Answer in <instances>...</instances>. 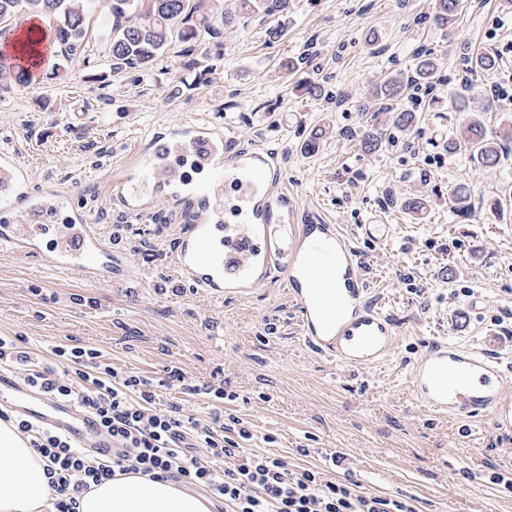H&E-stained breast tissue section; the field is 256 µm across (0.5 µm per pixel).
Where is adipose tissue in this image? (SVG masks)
<instances>
[{"instance_id": "1", "label": "adipose tissue", "mask_w": 512, "mask_h": 512, "mask_svg": "<svg viewBox=\"0 0 512 512\" xmlns=\"http://www.w3.org/2000/svg\"><path fill=\"white\" fill-rule=\"evenodd\" d=\"M53 491L29 438L0 420V512H48ZM207 498L169 480L119 475L91 485L79 512H211Z\"/></svg>"}]
</instances>
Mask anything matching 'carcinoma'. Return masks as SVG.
Returning a JSON list of instances; mask_svg holds the SVG:
<instances>
[{"mask_svg":"<svg viewBox=\"0 0 512 512\" xmlns=\"http://www.w3.org/2000/svg\"><path fill=\"white\" fill-rule=\"evenodd\" d=\"M85 2L86 0H0V28L9 27L15 12L23 7L35 17L51 20L55 29L53 34L60 47L62 60L69 61L75 56L82 57L84 66H90L91 60L85 44ZM112 16L116 25L107 38L108 58L112 71L136 65L144 70H153L169 50L172 43H181L184 68L196 70L201 67L198 57L199 46L216 56L221 55V28L238 18L261 14L276 20V24L267 28L268 40H279L286 31V21L290 10V0H236L238 12L226 13L217 9V21L213 22L201 13L200 0H150L146 18H141L140 0H111ZM464 7L463 0H436L435 21L442 27L454 24L457 15ZM307 60L304 57L289 59L281 63V69L287 76L298 77L302 93L318 97L324 92L319 82L304 76ZM496 66L492 54L477 55L471 59L470 71L473 73L488 71ZM27 79L26 70L0 58V97L9 93L17 83ZM405 84L396 76L375 89L370 100L357 107V111L377 118L381 112L392 113V124L407 127L415 115L395 104L403 96ZM448 155L459 153L484 165L497 164L499 151L497 142L490 138L483 123L471 117L459 126L455 134L448 137L446 143Z\"/></svg>","mask_w":512,"mask_h":512,"instance_id":"cac0c4a2","label":"carcinoma"}]
</instances>
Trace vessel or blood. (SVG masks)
<instances>
[{"label":"vessel or blood","instance_id":"obj_1","mask_svg":"<svg viewBox=\"0 0 512 512\" xmlns=\"http://www.w3.org/2000/svg\"><path fill=\"white\" fill-rule=\"evenodd\" d=\"M125 163L112 209L142 217L165 195L186 222L173 252L182 283L220 301L252 294L280 272L303 338L328 362L359 368L399 359L417 406L434 415L487 412L495 428L512 435V370L493 360L496 335L487 334L478 349L442 339L400 357L392 317L367 301L350 241L338 225L297 219L276 150L235 143L226 126L204 117L150 129ZM75 193L52 178L34 188L25 165L1 149L0 250L91 284L111 281L116 253L73 205ZM0 401L86 451L112 453L111 438L90 414L17 374L0 372Z\"/></svg>","mask_w":512,"mask_h":512}]
</instances>
